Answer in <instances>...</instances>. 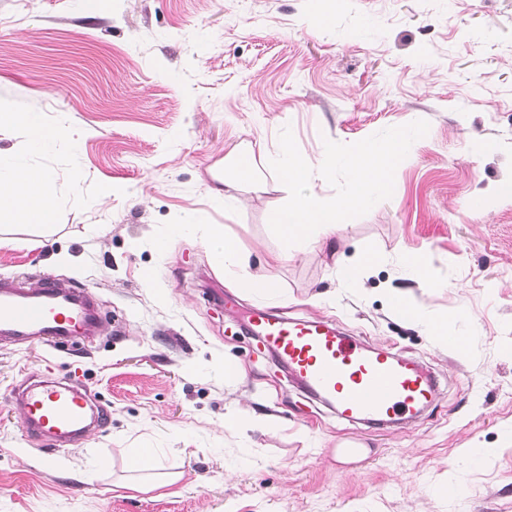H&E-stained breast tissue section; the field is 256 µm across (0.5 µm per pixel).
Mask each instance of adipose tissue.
Wrapping results in <instances>:
<instances>
[{"label":"adipose tissue","mask_w":512,"mask_h":512,"mask_svg":"<svg viewBox=\"0 0 512 512\" xmlns=\"http://www.w3.org/2000/svg\"><path fill=\"white\" fill-rule=\"evenodd\" d=\"M14 125L24 128L26 140L21 152L0 150V220L6 218L24 224L50 226L55 220V211L49 200L46 178L42 173L24 167L19 156L51 152L62 142L63 134L60 128L47 125L41 113H19L0 102V128ZM190 234L200 236L219 259L225 279L243 294L251 298L283 300L278 284L252 274L234 242L220 225L210 223L205 213L191 214L182 223L169 227L170 237Z\"/></svg>","instance_id":"obj_1"}]
</instances>
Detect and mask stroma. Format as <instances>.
I'll list each match as a JSON object with an SVG mask.
<instances>
[{
	"mask_svg": "<svg viewBox=\"0 0 512 512\" xmlns=\"http://www.w3.org/2000/svg\"><path fill=\"white\" fill-rule=\"evenodd\" d=\"M0 0V100L43 113L66 141L30 157L50 180L51 230L1 222L0 276L52 273L97 291L120 332L82 351L0 347V512H512V0ZM428 121L389 199L347 220L337 248L266 234L288 199L270 170L291 127L302 155ZM493 142L492 152L475 148ZM251 149L240 180L231 154ZM236 198L225 208V194ZM486 211H473L475 197ZM203 212L276 280L285 317H325L421 361L437 397L404 429L371 430L300 388L243 328L240 296L198 239ZM381 256L360 283L335 249ZM427 260L426 277L400 264ZM282 253L268 263L269 253ZM407 293L447 316L462 351L387 305ZM244 370L226 384L225 363ZM81 380L105 428L52 467L11 403L31 372ZM258 418L241 431L229 408ZM362 442L348 465L337 446ZM154 449L142 491L129 451ZM487 456H480V449ZM112 466L100 467L102 458ZM456 484L447 495V484Z\"/></svg>",
	"mask_w": 512,
	"mask_h": 512,
	"instance_id": "obj_1",
	"label": "stroma"
}]
</instances>
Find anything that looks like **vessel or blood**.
I'll return each mask as SVG.
<instances>
[{
    "instance_id": "vessel-or-blood-1",
    "label": "vessel or blood",
    "mask_w": 512,
    "mask_h": 512,
    "mask_svg": "<svg viewBox=\"0 0 512 512\" xmlns=\"http://www.w3.org/2000/svg\"><path fill=\"white\" fill-rule=\"evenodd\" d=\"M107 325L97 293L50 274L0 278V345L94 343ZM249 325L292 376L331 400L349 421L412 419L436 396L433 378L415 359L370 347L326 319H289L254 308ZM26 432L51 450L79 446L104 427L108 411L76 381L32 375L14 391Z\"/></svg>"
}]
</instances>
